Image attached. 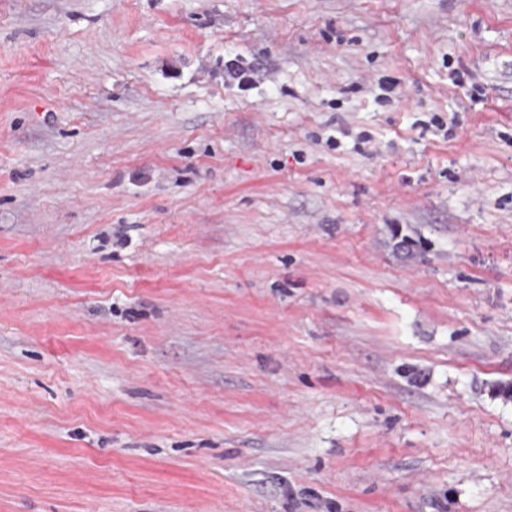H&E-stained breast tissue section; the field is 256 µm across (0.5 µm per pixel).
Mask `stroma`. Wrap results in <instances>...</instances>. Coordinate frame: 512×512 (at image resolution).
I'll list each match as a JSON object with an SVG mask.
<instances>
[{
	"instance_id": "obj_1",
	"label": "stroma",
	"mask_w": 512,
	"mask_h": 512,
	"mask_svg": "<svg viewBox=\"0 0 512 512\" xmlns=\"http://www.w3.org/2000/svg\"><path fill=\"white\" fill-rule=\"evenodd\" d=\"M510 386L512 0H0V512H512Z\"/></svg>"
}]
</instances>
